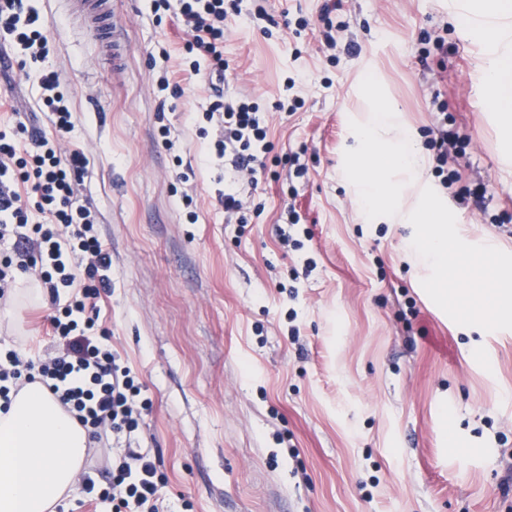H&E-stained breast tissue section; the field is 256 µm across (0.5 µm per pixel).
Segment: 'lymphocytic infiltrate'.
<instances>
[{
    "mask_svg": "<svg viewBox=\"0 0 512 512\" xmlns=\"http://www.w3.org/2000/svg\"><path fill=\"white\" fill-rule=\"evenodd\" d=\"M237 11L238 0H180L190 33L184 51L192 57L191 74L204 64L223 74L224 23ZM49 53L45 21L28 0H0V71L17 62L45 61ZM39 84L53 134L23 120L0 130V243L12 246L0 257V300L9 298L24 275L46 289L55 309L49 318L53 346L35 360L0 348V413L26 384L38 382L86 429L90 442L129 437L139 431L149 401L113 350L109 331L98 324V303L112 288V256L95 229L91 204L78 190L88 160L78 149L58 153L57 140L70 132L72 114L55 72L42 73ZM204 117L221 124L215 154L229 160L236 176L252 177L264 167L267 120L249 96L216 90ZM426 136L442 185L452 187L448 156L464 150L469 138L449 130L444 118ZM33 211L40 223H30ZM82 483L87 495L111 501L112 512H160L162 506V475L146 452L113 459L109 487H97L87 474Z\"/></svg>",
    "mask_w": 512,
    "mask_h": 512,
    "instance_id": "f902f5d3",
    "label": "lymphocytic infiltrate"
}]
</instances>
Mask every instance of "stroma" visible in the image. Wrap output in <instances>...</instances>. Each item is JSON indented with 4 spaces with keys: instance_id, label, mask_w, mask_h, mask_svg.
Returning a JSON list of instances; mask_svg holds the SVG:
<instances>
[{
    "instance_id": "obj_1",
    "label": "stroma",
    "mask_w": 512,
    "mask_h": 512,
    "mask_svg": "<svg viewBox=\"0 0 512 512\" xmlns=\"http://www.w3.org/2000/svg\"><path fill=\"white\" fill-rule=\"evenodd\" d=\"M328 4L348 24L332 53ZM478 4L242 0L224 24V88L252 95L271 144L257 185L238 186L259 205L243 225L224 217L223 162L203 160L218 135L200 133L211 81L182 69L178 0L161 13L115 0L118 73L61 0H33L51 53L0 75V127L35 111L42 70L57 72L73 116L61 148L90 162L80 192L112 255L100 319L150 399L142 438L159 452L165 512H512V330L454 323L421 286L412 225L367 219L343 174L358 145L349 123L369 111L366 73L415 137L445 103L449 128L470 139L449 169L490 192L452 195L429 167L402 202L438 189L463 240L512 253V150L467 39ZM260 5L268 20L255 19ZM426 33L445 35L447 55L421 62ZM163 74L180 95L160 90ZM278 100L300 107L278 112ZM19 285L0 339L34 355L51 343L52 309Z\"/></svg>"
}]
</instances>
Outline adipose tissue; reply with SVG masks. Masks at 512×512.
I'll return each instance as SVG.
<instances>
[{
	"label": "adipose tissue",
	"mask_w": 512,
	"mask_h": 512,
	"mask_svg": "<svg viewBox=\"0 0 512 512\" xmlns=\"http://www.w3.org/2000/svg\"><path fill=\"white\" fill-rule=\"evenodd\" d=\"M512 59H486L504 143L512 144ZM87 433L40 383L26 385L0 416V512H50L83 468Z\"/></svg>",
	"instance_id": "ef3b65f1"
}]
</instances>
